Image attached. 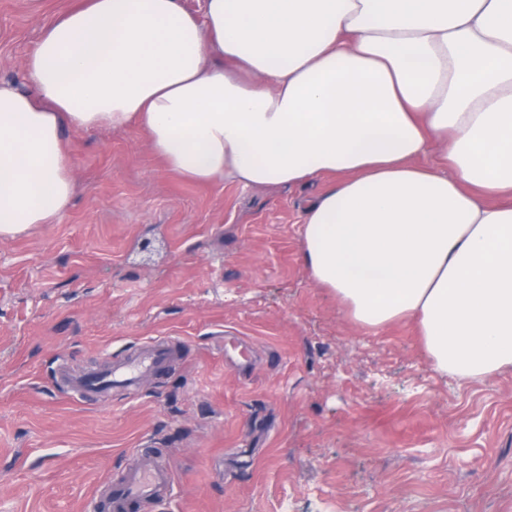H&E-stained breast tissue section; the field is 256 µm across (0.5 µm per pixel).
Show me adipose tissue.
<instances>
[{
  "label": "adipose tissue",
  "instance_id": "obj_1",
  "mask_svg": "<svg viewBox=\"0 0 512 512\" xmlns=\"http://www.w3.org/2000/svg\"><path fill=\"white\" fill-rule=\"evenodd\" d=\"M23 77L0 83V238L69 206L65 129L135 126L198 183L332 178L312 281L359 327L415 321L457 384L512 370V0H82Z\"/></svg>",
  "mask_w": 512,
  "mask_h": 512
}]
</instances>
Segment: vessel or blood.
I'll list each match as a JSON object with an SVG mask.
<instances>
[{"label":"vessel or blood","mask_w":512,"mask_h":512,"mask_svg":"<svg viewBox=\"0 0 512 512\" xmlns=\"http://www.w3.org/2000/svg\"><path fill=\"white\" fill-rule=\"evenodd\" d=\"M175 349L163 339L141 344L118 357L108 368L83 375H66L73 399L85 402L93 395L114 388L135 389L146 376H156L170 366ZM175 474L165 464L135 452L125 471L112 485V512H134L141 503L158 500L173 491Z\"/></svg>","instance_id":"vessel-or-blood-1"}]
</instances>
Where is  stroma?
<instances>
[{"instance_id":"obj_1","label":"stroma","mask_w":512,"mask_h":512,"mask_svg":"<svg viewBox=\"0 0 512 512\" xmlns=\"http://www.w3.org/2000/svg\"><path fill=\"white\" fill-rule=\"evenodd\" d=\"M77 3L0 0V81ZM64 138L68 208L0 239V512H86L137 448L176 477L138 512H512V370L460 387L414 323L347 319L302 256L327 180L202 185L139 131ZM153 338L179 360L136 395L54 379Z\"/></svg>"}]
</instances>
